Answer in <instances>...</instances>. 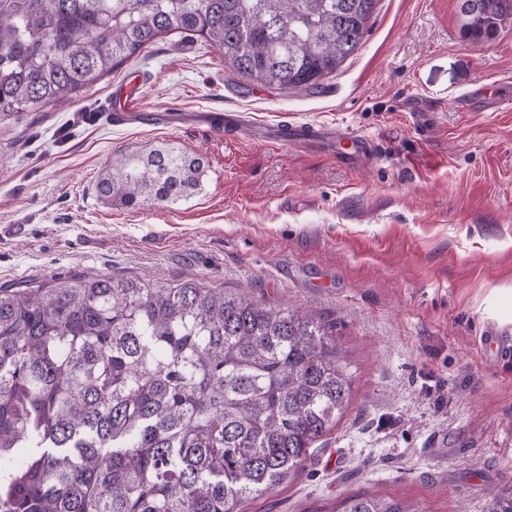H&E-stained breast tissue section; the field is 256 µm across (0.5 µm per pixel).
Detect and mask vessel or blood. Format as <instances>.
Listing matches in <instances>:
<instances>
[{"label": "vessel or blood", "mask_w": 512, "mask_h": 512, "mask_svg": "<svg viewBox=\"0 0 512 512\" xmlns=\"http://www.w3.org/2000/svg\"><path fill=\"white\" fill-rule=\"evenodd\" d=\"M136 83H129L116 90L108 103L106 112L99 118L110 126L144 125L175 127L189 122L218 135L233 136L241 132V116L236 112H154L139 107ZM260 140L268 146L284 144L306 147H331L337 161L349 168H360L382 159L383 152L376 139L367 134L347 129L329 128L317 125L273 124L263 128ZM498 359H512V335L504 333L497 326H488L483 338Z\"/></svg>", "instance_id": "b4317fda"}]
</instances>
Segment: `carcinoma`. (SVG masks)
Here are the masks:
<instances>
[{"instance_id": "cac0c4a2", "label": "carcinoma", "mask_w": 512, "mask_h": 512, "mask_svg": "<svg viewBox=\"0 0 512 512\" xmlns=\"http://www.w3.org/2000/svg\"><path fill=\"white\" fill-rule=\"evenodd\" d=\"M378 0H0V115L71 98L177 32L232 73L316 89L360 48ZM495 39L512 0H458ZM200 157L117 155L105 205L172 204ZM326 326L187 277L0 286V512H237L305 462L351 402ZM344 512H403L367 494Z\"/></svg>"}]
</instances>
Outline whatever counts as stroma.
<instances>
[{
	"label": "stroma",
	"mask_w": 512,
	"mask_h": 512,
	"mask_svg": "<svg viewBox=\"0 0 512 512\" xmlns=\"http://www.w3.org/2000/svg\"><path fill=\"white\" fill-rule=\"evenodd\" d=\"M336 76L309 91L248 84L219 49L172 33L70 101L0 116V285L121 273L191 276L326 325L351 403L301 469L241 512H342L378 493L405 512H498L512 497V362L481 342L512 332V22L462 36L457 0H379ZM161 112L232 110L377 138L350 169L298 146L197 128L96 120L130 75ZM478 84L503 100L460 106ZM170 146L205 162L194 196L108 207L117 152Z\"/></svg>",
	"instance_id": "stroma-1"
}]
</instances>
